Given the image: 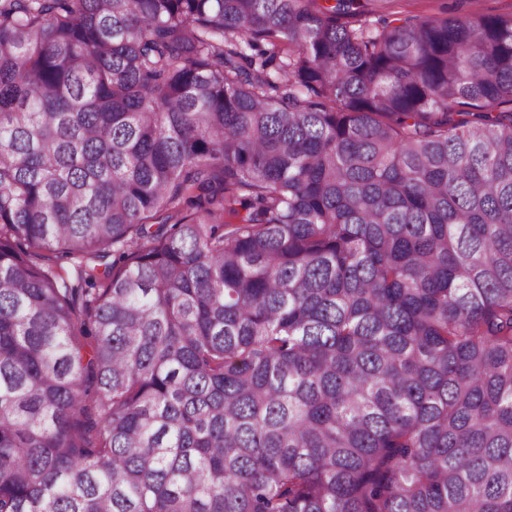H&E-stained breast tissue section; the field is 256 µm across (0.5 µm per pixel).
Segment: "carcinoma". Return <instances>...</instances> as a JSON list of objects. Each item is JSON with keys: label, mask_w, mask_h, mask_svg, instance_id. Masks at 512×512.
Here are the masks:
<instances>
[{"label": "carcinoma", "mask_w": 512, "mask_h": 512, "mask_svg": "<svg viewBox=\"0 0 512 512\" xmlns=\"http://www.w3.org/2000/svg\"><path fill=\"white\" fill-rule=\"evenodd\" d=\"M367 2L0 0V512H512V10ZM368 7L383 15L391 11H402L407 15L453 17L469 13L472 4L470 0H407L393 3L392 6L385 1L375 4L368 2Z\"/></svg>", "instance_id": "cac0c4a2"}]
</instances>
